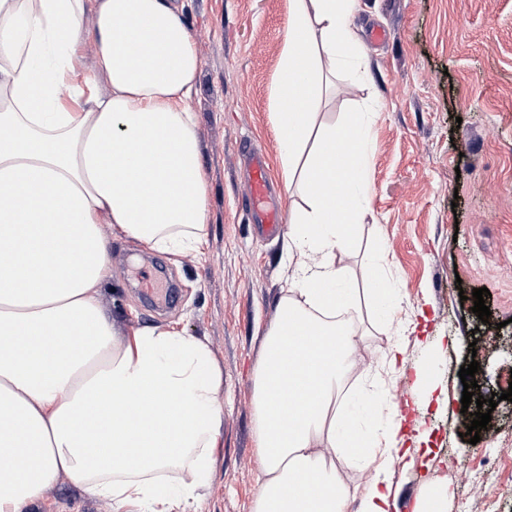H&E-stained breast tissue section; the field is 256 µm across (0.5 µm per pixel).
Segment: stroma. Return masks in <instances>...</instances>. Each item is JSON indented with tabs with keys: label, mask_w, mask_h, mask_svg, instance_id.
<instances>
[{
	"label": "stroma",
	"mask_w": 512,
	"mask_h": 512,
	"mask_svg": "<svg viewBox=\"0 0 512 512\" xmlns=\"http://www.w3.org/2000/svg\"><path fill=\"white\" fill-rule=\"evenodd\" d=\"M184 23L200 72L191 107L209 184L208 238L201 252L171 257L113 233L112 273L102 285L108 314L124 331L173 324L206 340L224 369V433L206 496L196 512H252L262 460L254 435V378L263 334L286 286L282 236L266 238L243 213L248 185L237 148L250 140L269 162L273 202L294 213L304 201L284 186L270 108L288 0H184ZM353 24L366 69L340 66L315 108L321 128L379 104L368 160L372 214L351 253L336 257L353 286L372 262L399 304L394 328L362 305V364L380 380V413L365 407L370 383L343 379L345 413L375 435L392 410L404 436H430L428 454L385 459L395 497L417 501L443 489L447 512H512V0H360ZM385 30L384 42L370 30ZM162 268L176 296L161 311L138 291L143 266ZM487 288L488 321L473 313L472 289ZM402 346L405 365L386 372L383 356ZM479 349V384L501 394L494 431L470 443L458 372ZM25 512H112L61 476Z\"/></svg>",
	"instance_id": "stroma-1"
}]
</instances>
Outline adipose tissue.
Listing matches in <instances>:
<instances>
[{
	"mask_svg": "<svg viewBox=\"0 0 512 512\" xmlns=\"http://www.w3.org/2000/svg\"><path fill=\"white\" fill-rule=\"evenodd\" d=\"M358 4L288 0L275 131L284 182L307 206L283 238L287 288L255 370L253 512H349L337 448L374 465L360 512L397 507L377 458L397 452L401 422L372 439L339 417L361 295L385 322L397 310L379 274L357 289L336 265L369 211L371 121L354 112L317 132L311 118L325 69L366 65ZM199 66L176 0H0V448L11 459L0 512H25L63 475L112 512H190L211 484L222 367L172 325L123 334L100 292L111 271L101 225L172 257L206 240L190 106ZM278 386L291 399L284 419L271 402Z\"/></svg>",
	"mask_w": 512,
	"mask_h": 512,
	"instance_id": "ef3b65f1",
	"label": "adipose tissue"
}]
</instances>
